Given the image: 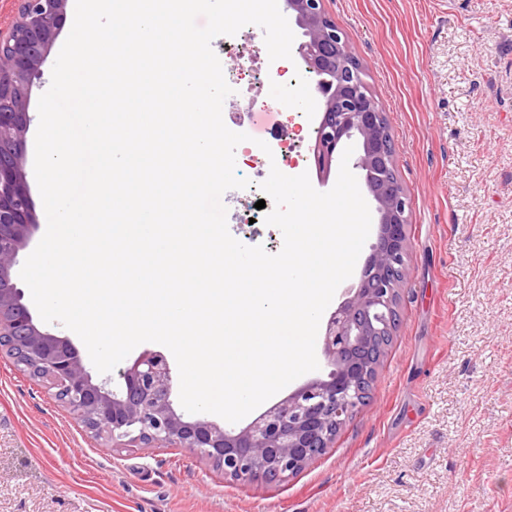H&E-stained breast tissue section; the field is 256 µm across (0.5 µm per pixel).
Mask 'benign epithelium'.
<instances>
[{"instance_id":"benign-epithelium-1","label":"benign epithelium","mask_w":512,"mask_h":512,"mask_svg":"<svg viewBox=\"0 0 512 512\" xmlns=\"http://www.w3.org/2000/svg\"><path fill=\"white\" fill-rule=\"evenodd\" d=\"M18 17L0 35V337L18 366L49 378L56 397L87 429L115 446L139 443L190 448L235 480L283 481L331 447L336 429L351 419L370 392V370L393 338L397 298L404 283L406 226L411 201L401 184L379 176L396 168L384 109L362 85L343 31L324 0H285L302 30L299 50L323 95L314 158L319 167L340 162L338 145L354 138L357 170L378 213V234L357 287L328 319L322 336L331 370L273 404L246 427L231 431L173 408L174 377L167 356L147 350L123 371L115 391L97 382L73 343L46 331L23 302L16 283L19 253L36 219L24 171L33 86L61 29L68 0H20Z\"/></svg>"}]
</instances>
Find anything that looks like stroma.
Here are the masks:
<instances>
[{"label": "stroma", "instance_id": "1", "mask_svg": "<svg viewBox=\"0 0 512 512\" xmlns=\"http://www.w3.org/2000/svg\"><path fill=\"white\" fill-rule=\"evenodd\" d=\"M394 137L412 202L399 325L366 402L295 476L225 478L186 448H115L0 352V512H512V0H324ZM212 48L234 92L223 120L285 141L312 185L321 100L300 54L275 84L264 32ZM263 192L226 201L230 234L277 253L281 231L244 224Z\"/></svg>", "mask_w": 512, "mask_h": 512}]
</instances>
